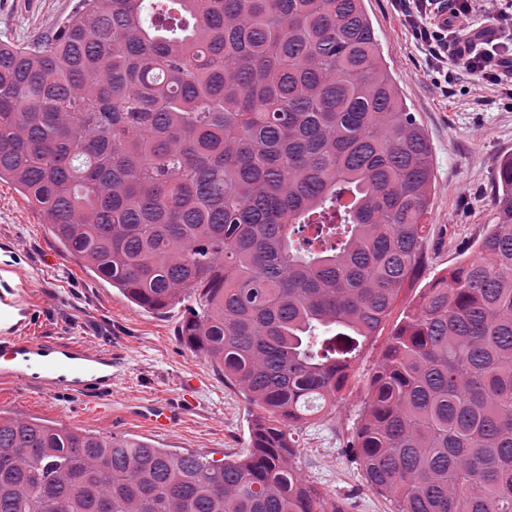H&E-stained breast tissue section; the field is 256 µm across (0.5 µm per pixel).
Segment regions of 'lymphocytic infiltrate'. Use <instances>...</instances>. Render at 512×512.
<instances>
[{"instance_id": "f902f5d3", "label": "lymphocytic infiltrate", "mask_w": 512, "mask_h": 512, "mask_svg": "<svg viewBox=\"0 0 512 512\" xmlns=\"http://www.w3.org/2000/svg\"><path fill=\"white\" fill-rule=\"evenodd\" d=\"M440 95L456 63L483 85L512 93V0H394Z\"/></svg>"}]
</instances>
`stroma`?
Returning <instances> with one entry per match:
<instances>
[{"mask_svg":"<svg viewBox=\"0 0 512 512\" xmlns=\"http://www.w3.org/2000/svg\"><path fill=\"white\" fill-rule=\"evenodd\" d=\"M77 0H0V41H31L50 34ZM382 57L432 146L435 177L424 243V264L392 312L399 320L431 279L469 254L494 221L491 198L501 159L512 155V97L455 75L441 98L424 72L422 56L401 26L392 0H366ZM13 238L23 264L37 275L32 333L109 350L121 363L112 379V413L73 412L70 398L44 394L28 383L0 379V411L96 434L145 439L159 448L209 459L245 456L251 446L254 408L223 375L178 338L194 298L152 311L132 304L118 289L67 255L40 216L6 183H0V238ZM384 338L357 364L351 393L335 414L302 425L299 465L306 479L342 502L345 512H396V503L372 492L348 451L354 425ZM165 402L175 413L170 432L152 429L146 408Z\"/></svg>","mask_w":512,"mask_h":512,"instance_id":"1","label":"stroma"}]
</instances>
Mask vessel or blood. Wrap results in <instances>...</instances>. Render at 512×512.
<instances>
[{
    "label": "vessel or blood",
    "mask_w": 512,
    "mask_h": 512,
    "mask_svg": "<svg viewBox=\"0 0 512 512\" xmlns=\"http://www.w3.org/2000/svg\"><path fill=\"white\" fill-rule=\"evenodd\" d=\"M33 286L32 276L23 272L12 250H5L0 255V377H23L42 393L81 398L98 392L90 410L99 416L109 414L117 359L77 343L30 336Z\"/></svg>",
    "instance_id": "b4317fda"
}]
</instances>
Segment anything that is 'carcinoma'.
I'll list each match as a JSON object with an SVG mask.
<instances>
[{"label": "carcinoma", "mask_w": 512, "mask_h": 512, "mask_svg": "<svg viewBox=\"0 0 512 512\" xmlns=\"http://www.w3.org/2000/svg\"><path fill=\"white\" fill-rule=\"evenodd\" d=\"M0 181L258 410L202 460L0 411V512H344L296 465L422 263L432 150L365 0H79L0 42ZM387 335L351 450L398 512H512V157Z\"/></svg>", "instance_id": "1"}]
</instances>
